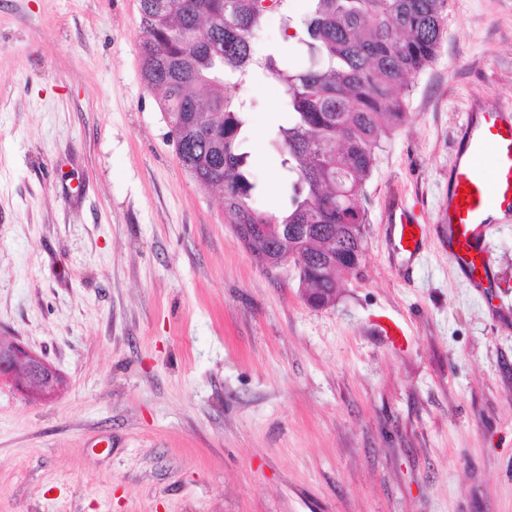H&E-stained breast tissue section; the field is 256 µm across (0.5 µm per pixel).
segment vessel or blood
<instances>
[{
	"label": "vessel or blood",
	"mask_w": 512,
	"mask_h": 512,
	"mask_svg": "<svg viewBox=\"0 0 512 512\" xmlns=\"http://www.w3.org/2000/svg\"><path fill=\"white\" fill-rule=\"evenodd\" d=\"M464 204H457V197ZM449 203L443 226L449 261L476 288L492 289L496 283L485 248L493 211H512V114L500 108L470 115L465 128V149L448 179ZM419 222L401 202L388 212L389 240L394 253L406 265L413 264L424 249ZM411 242H404L405 230Z\"/></svg>",
	"instance_id": "obj_1"
}]
</instances>
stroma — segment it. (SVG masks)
Here are the masks:
<instances>
[{"mask_svg":"<svg viewBox=\"0 0 512 512\" xmlns=\"http://www.w3.org/2000/svg\"><path fill=\"white\" fill-rule=\"evenodd\" d=\"M140 40L137 0H0V340L65 381H0V512H512V291L468 286L439 230L470 113L512 106V0H448L323 309L182 168ZM239 93L280 209L277 88ZM394 195L425 227L408 269Z\"/></svg>","mask_w":512,"mask_h":512,"instance_id":"1","label":"stroma"}]
</instances>
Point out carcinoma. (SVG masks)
<instances>
[{"mask_svg": "<svg viewBox=\"0 0 512 512\" xmlns=\"http://www.w3.org/2000/svg\"><path fill=\"white\" fill-rule=\"evenodd\" d=\"M287 0H139L142 77L166 113L188 123L172 127L182 167L218 192L232 224H316L336 236V264L320 261L325 238L302 243L304 280L320 299L336 300L337 273L364 249L365 184L381 134L405 118L408 79L435 59L445 32L447 0H306L299 37L303 65L291 70L270 51L258 56L253 37L269 10ZM224 86L200 96L214 65ZM266 78L278 89L287 122L275 146L285 171L287 205L256 206L258 182L239 152L249 107L237 86ZM267 264V241L240 235Z\"/></svg>", "mask_w": 512, "mask_h": 512, "instance_id": "obj_1", "label": "carcinoma"}]
</instances>
